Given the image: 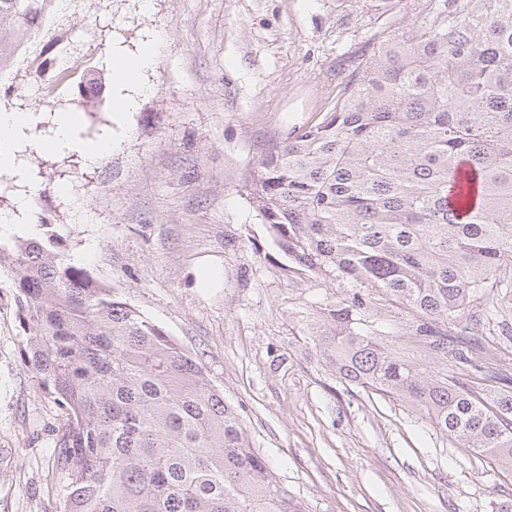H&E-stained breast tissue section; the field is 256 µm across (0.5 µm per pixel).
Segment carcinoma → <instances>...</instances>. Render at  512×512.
<instances>
[{
  "label": "carcinoma",
  "mask_w": 512,
  "mask_h": 512,
  "mask_svg": "<svg viewBox=\"0 0 512 512\" xmlns=\"http://www.w3.org/2000/svg\"><path fill=\"white\" fill-rule=\"evenodd\" d=\"M54 2L0 0V34L26 36ZM247 182L297 266L354 288L324 308L336 374L512 472V374L457 378L481 324L512 316V0H442L373 43L321 119ZM2 267L29 369L65 417L62 512H309L203 367L52 225L0 242ZM390 308L406 321L385 340L368 315Z\"/></svg>",
  "instance_id": "1"
}]
</instances>
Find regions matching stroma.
<instances>
[{
    "instance_id": "35a3bbf8",
    "label": "stroma",
    "mask_w": 512,
    "mask_h": 512,
    "mask_svg": "<svg viewBox=\"0 0 512 512\" xmlns=\"http://www.w3.org/2000/svg\"><path fill=\"white\" fill-rule=\"evenodd\" d=\"M435 0H93L67 36L85 42L98 96L64 101L0 84V109H33L35 136L60 113L81 139L111 136L96 165L25 151L0 180V215L24 203L114 295L162 327L238 410L256 448L311 512H496L512 475L410 406L341 380L316 336L350 285L296 269L253 207L247 177L278 141L313 123L374 39L432 19ZM163 45L136 109L112 111L111 64ZM208 270V286L196 274ZM477 366L512 361L498 323ZM11 276L0 270V512H60L64 414L23 349Z\"/></svg>"
}]
</instances>
